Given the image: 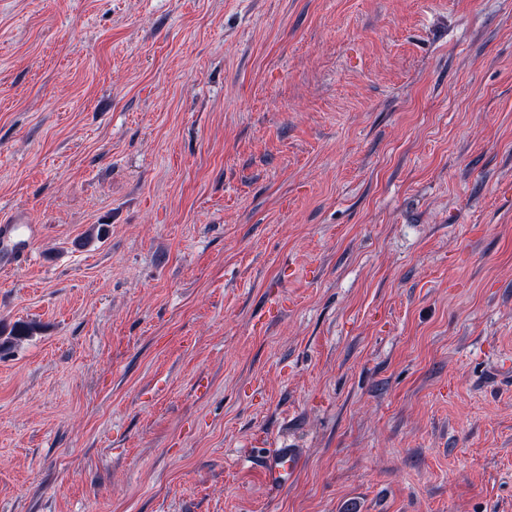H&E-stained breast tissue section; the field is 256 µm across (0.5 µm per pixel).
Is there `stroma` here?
<instances>
[{
	"label": "stroma",
	"instance_id": "stroma-1",
	"mask_svg": "<svg viewBox=\"0 0 512 512\" xmlns=\"http://www.w3.org/2000/svg\"><path fill=\"white\" fill-rule=\"evenodd\" d=\"M2 213L0 512H512V0H0ZM5 224L0 225V234L3 239H18L20 247L14 252L7 253L0 259V267L2 270L10 268L16 262L24 258L28 253V236L27 229L28 225L22 224V222L16 218L10 217L6 219ZM302 463L301 453L290 443L288 447L276 448L263 463L266 480L272 486H285L298 475Z\"/></svg>",
	"mask_w": 512,
	"mask_h": 512
}]
</instances>
